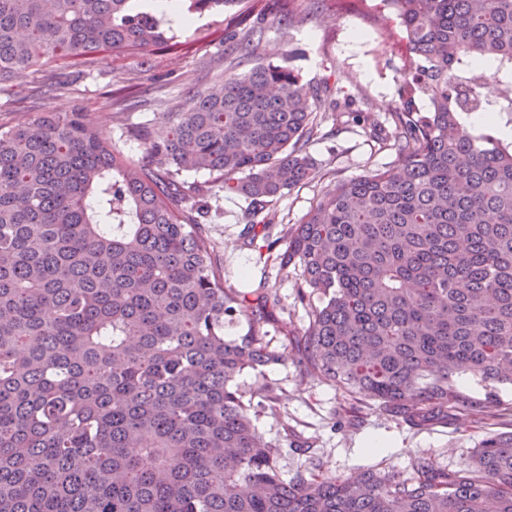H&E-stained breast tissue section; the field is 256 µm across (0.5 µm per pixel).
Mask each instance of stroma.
Segmentation results:
<instances>
[{
	"label": "stroma",
	"instance_id": "obj_1",
	"mask_svg": "<svg viewBox=\"0 0 512 512\" xmlns=\"http://www.w3.org/2000/svg\"><path fill=\"white\" fill-rule=\"evenodd\" d=\"M274 4L275 0H240L234 10L223 14L193 15L180 45L155 51L148 68L138 56L102 52L74 65L49 63L17 75L0 83V128H11L46 110H76L125 156L145 160L144 140L128 136V129L143 126L157 132L167 125L170 113L192 109L195 92L230 74L224 60V32L247 14L263 31L258 62L287 61L307 86H326L334 96L353 100L350 112L326 113L306 146L321 177L290 190L269 209L274 222L299 223L336 182L359 178L393 161L391 150L370 138L362 118L385 120L397 106L402 50L386 13L370 17L342 13L333 0H324L302 24L284 30L271 24L268 11ZM207 202L214 218L205 231L214 244V261L225 288L266 289L280 298L263 329L281 360L261 374L245 371L237 386L253 405L251 417L258 433L284 446L278 461L281 478L289 481L322 472L345 476L366 469L404 475L410 462L421 456L431 457L443 469L467 466L485 434L482 414L475 410L457 411L447 425L414 428L364 407L358 428L338 425V414L349 403L347 396L300 363L297 341L308 324V309L296 297L300 268L283 267L270 259L264 239L247 241L244 199L223 192ZM265 383L278 389L271 410L257 404L256 392ZM291 429L309 442L308 453L285 446Z\"/></svg>",
	"mask_w": 512,
	"mask_h": 512
}]
</instances>
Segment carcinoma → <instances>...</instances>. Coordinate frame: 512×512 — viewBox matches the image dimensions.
<instances>
[{"mask_svg":"<svg viewBox=\"0 0 512 512\" xmlns=\"http://www.w3.org/2000/svg\"><path fill=\"white\" fill-rule=\"evenodd\" d=\"M132 0H0V82L102 52L147 57L177 33ZM195 13L239 0H184ZM404 43L390 126L370 135L391 165L339 181L282 230L280 265H297L311 306L305 368L357 403L414 426L477 407L512 417L470 374L512 384V0H381ZM285 0L272 23L305 20ZM224 35L236 64L262 31ZM493 61V97L472 71ZM126 158L80 112L39 113L0 129V512H512V431L489 430L466 468L429 457L409 476L278 472L280 444L255 429L236 386L278 363L260 324L279 304L224 288L214 247L176 202L216 175L248 201L245 234L272 237L269 206L318 176L306 146L329 92L288 66L255 64L196 94ZM425 97L427 112L417 107ZM475 112L489 125L475 134ZM249 314L241 336L224 324Z\"/></svg>","mask_w":512,"mask_h":512,"instance_id":"cac0c4a2","label":"carcinoma"}]
</instances>
